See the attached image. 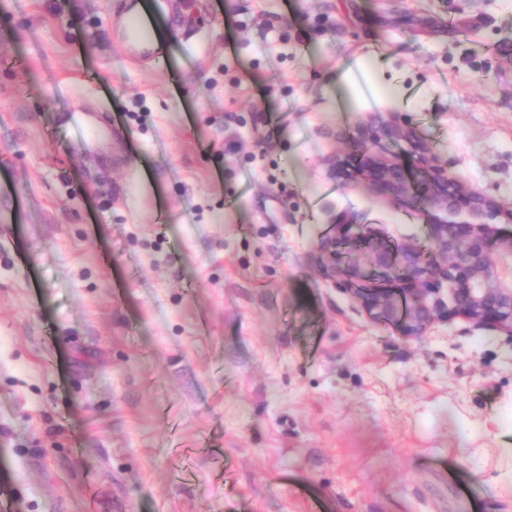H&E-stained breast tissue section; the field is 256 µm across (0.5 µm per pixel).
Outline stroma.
<instances>
[{"mask_svg": "<svg viewBox=\"0 0 512 512\" xmlns=\"http://www.w3.org/2000/svg\"><path fill=\"white\" fill-rule=\"evenodd\" d=\"M0 0V501L10 512H512V338L371 321L321 270L413 127L512 205V0ZM104 110L126 135L77 139ZM118 19L123 45L130 59L153 60L163 67L168 63V51L159 38L164 26L154 11L141 9L131 0ZM102 116L99 112H82L74 118V130L83 141H92L100 130Z\"/></svg>", "mask_w": 512, "mask_h": 512, "instance_id": "1", "label": "stroma"}]
</instances>
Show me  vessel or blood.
Segmentation results:
<instances>
[{
  "mask_svg": "<svg viewBox=\"0 0 512 512\" xmlns=\"http://www.w3.org/2000/svg\"><path fill=\"white\" fill-rule=\"evenodd\" d=\"M123 45L129 58L151 60L158 66L168 63V51L159 38L164 22L154 11L139 8L136 0L118 19ZM102 116L95 111L83 112L74 119V129L81 140H94L100 130Z\"/></svg>",
  "mask_w": 512,
  "mask_h": 512,
  "instance_id": "vessel-or-blood-1",
  "label": "vessel or blood"
}]
</instances>
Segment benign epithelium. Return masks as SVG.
I'll return each mask as SVG.
<instances>
[{"instance_id":"obj_1","label":"benign epithelium","mask_w":512,"mask_h":512,"mask_svg":"<svg viewBox=\"0 0 512 512\" xmlns=\"http://www.w3.org/2000/svg\"><path fill=\"white\" fill-rule=\"evenodd\" d=\"M359 135L408 145L401 155L365 157L357 171L367 172L375 190L432 211L435 219L427 225V244H408L398 251L367 226L339 219L335 235L321 244L326 275L340 285L363 277L356 264L336 265V241H357L369 264L393 274L399 283L395 292L365 288L357 293L371 320L398 318L403 334L414 337L437 321L462 317L479 329L512 338V233L501 235L497 228L512 223V208L433 164L413 129L396 118L372 116Z\"/></svg>"}]
</instances>
